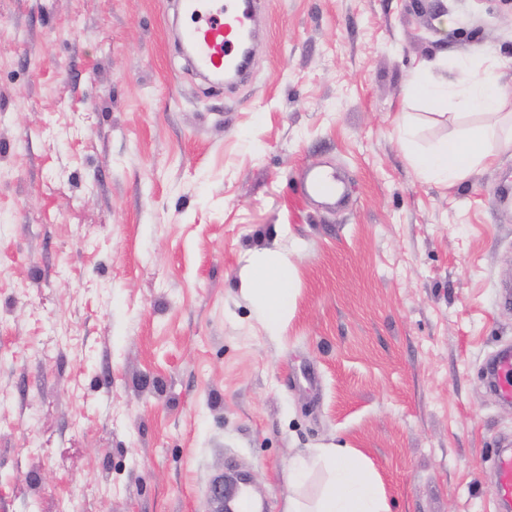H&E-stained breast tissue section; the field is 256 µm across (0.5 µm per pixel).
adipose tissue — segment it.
<instances>
[{"mask_svg":"<svg viewBox=\"0 0 512 512\" xmlns=\"http://www.w3.org/2000/svg\"><path fill=\"white\" fill-rule=\"evenodd\" d=\"M459 78L448 76L442 59L422 61L418 79L407 88L426 110L446 109L455 97L485 120L467 127L463 134L441 142L415 161L425 181L445 185L465 177L496 156L512 152V87L501 84L495 66H457ZM240 292L248 298L264 330L278 335L286 326L294 300V280L283 249L253 252L240 279ZM325 463L329 479L314 507H307L298 495L313 465ZM290 492L281 512H388L368 466L358 454L345 448H315L298 456L288 468Z\"/></svg>","mask_w":512,"mask_h":512,"instance_id":"ef3b65f1","label":"adipose tissue"}]
</instances>
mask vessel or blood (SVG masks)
<instances>
[{"label": "vessel or blood", "instance_id": "vessel-or-blood-1", "mask_svg": "<svg viewBox=\"0 0 512 512\" xmlns=\"http://www.w3.org/2000/svg\"><path fill=\"white\" fill-rule=\"evenodd\" d=\"M255 0H185L190 17L183 30V44L197 68L207 76L223 78L225 71L242 74L251 55L242 46V36L254 22ZM494 389L512 401V352L503 351L495 359Z\"/></svg>", "mask_w": 512, "mask_h": 512}]
</instances>
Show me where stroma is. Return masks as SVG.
<instances>
[{
  "instance_id": "1",
  "label": "stroma",
  "mask_w": 512,
  "mask_h": 512,
  "mask_svg": "<svg viewBox=\"0 0 512 512\" xmlns=\"http://www.w3.org/2000/svg\"><path fill=\"white\" fill-rule=\"evenodd\" d=\"M251 73L203 81L181 0H0V512H213L299 452L365 458L389 512H503L512 154L448 186L478 121L404 95L420 61H500L512 0H258ZM333 169L348 199L306 193ZM284 248L270 336L238 288ZM493 371L497 376L494 389L498 395L507 402L512 401V353L506 349L499 354L493 364Z\"/></svg>"
}]
</instances>
